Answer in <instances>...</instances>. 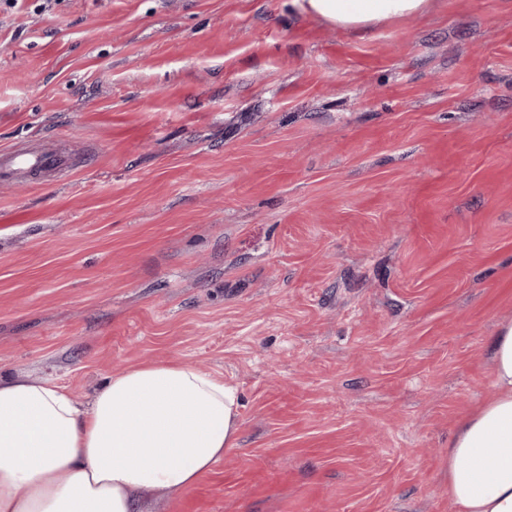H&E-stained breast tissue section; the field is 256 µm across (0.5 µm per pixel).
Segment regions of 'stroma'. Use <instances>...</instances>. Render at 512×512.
<instances>
[{
    "mask_svg": "<svg viewBox=\"0 0 512 512\" xmlns=\"http://www.w3.org/2000/svg\"><path fill=\"white\" fill-rule=\"evenodd\" d=\"M0 8V375L193 362L235 448L150 512H454L512 320V0L368 35L288 0ZM66 158L49 148L36 145L0 150V181H30L39 172L62 169Z\"/></svg>",
    "mask_w": 512,
    "mask_h": 512,
    "instance_id": "obj_1",
    "label": "stroma"
}]
</instances>
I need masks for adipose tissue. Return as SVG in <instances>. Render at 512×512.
Instances as JSON below:
<instances>
[{"label": "adipose tissue", "mask_w": 512, "mask_h": 512, "mask_svg": "<svg viewBox=\"0 0 512 512\" xmlns=\"http://www.w3.org/2000/svg\"><path fill=\"white\" fill-rule=\"evenodd\" d=\"M302 13L368 31L428 0H293ZM493 392L448 443L455 512H512V321L491 342ZM237 389L193 364L114 371L82 407L53 381L0 377V512H143L193 489L237 444Z\"/></svg>", "instance_id": "ef3b65f1"}]
</instances>
